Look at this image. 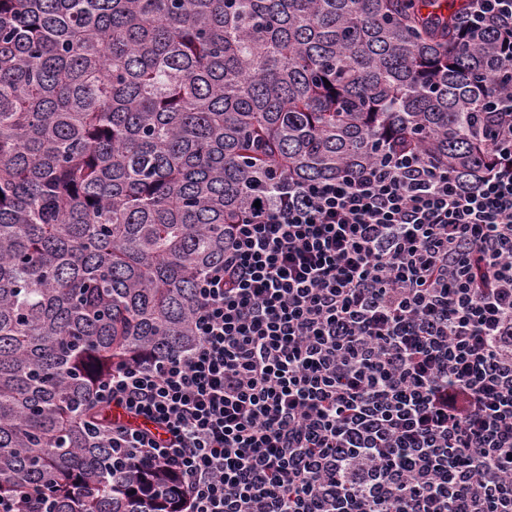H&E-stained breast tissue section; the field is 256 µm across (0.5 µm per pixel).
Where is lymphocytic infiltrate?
Instances as JSON below:
<instances>
[{"instance_id":"f902f5d3","label":"lymphocytic infiltrate","mask_w":512,"mask_h":512,"mask_svg":"<svg viewBox=\"0 0 512 512\" xmlns=\"http://www.w3.org/2000/svg\"><path fill=\"white\" fill-rule=\"evenodd\" d=\"M463 185L411 151L229 225L196 345L101 382L181 512H512V113Z\"/></svg>"}]
</instances>
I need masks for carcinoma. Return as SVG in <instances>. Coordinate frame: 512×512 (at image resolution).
Here are the masks:
<instances>
[{
	"instance_id": "obj_1",
	"label": "carcinoma",
	"mask_w": 512,
	"mask_h": 512,
	"mask_svg": "<svg viewBox=\"0 0 512 512\" xmlns=\"http://www.w3.org/2000/svg\"><path fill=\"white\" fill-rule=\"evenodd\" d=\"M502 39L470 0H0V496L179 512L112 473L98 381L195 345L225 225L283 183L493 164Z\"/></svg>"
}]
</instances>
